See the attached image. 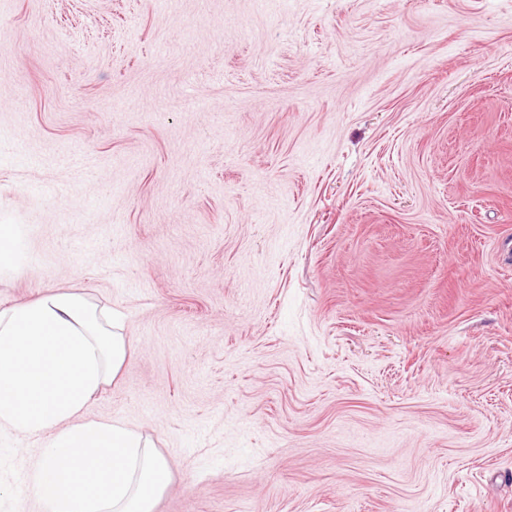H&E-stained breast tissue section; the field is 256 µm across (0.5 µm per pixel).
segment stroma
Returning a JSON list of instances; mask_svg holds the SVG:
<instances>
[{"label":"stroma","instance_id":"35a3bbf8","mask_svg":"<svg viewBox=\"0 0 512 512\" xmlns=\"http://www.w3.org/2000/svg\"><path fill=\"white\" fill-rule=\"evenodd\" d=\"M1 224L0 309L123 314L153 512H512V0H0ZM23 235L15 224L0 225V270L12 268L22 255Z\"/></svg>","mask_w":512,"mask_h":512}]
</instances>
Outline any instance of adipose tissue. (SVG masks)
Segmentation results:
<instances>
[{
    "label": "adipose tissue",
    "instance_id": "1",
    "mask_svg": "<svg viewBox=\"0 0 512 512\" xmlns=\"http://www.w3.org/2000/svg\"><path fill=\"white\" fill-rule=\"evenodd\" d=\"M127 345L118 316L74 293L50 290L0 310V430L51 432L30 467L49 512H153L170 482L141 434L84 416Z\"/></svg>",
    "mask_w": 512,
    "mask_h": 512
}]
</instances>
